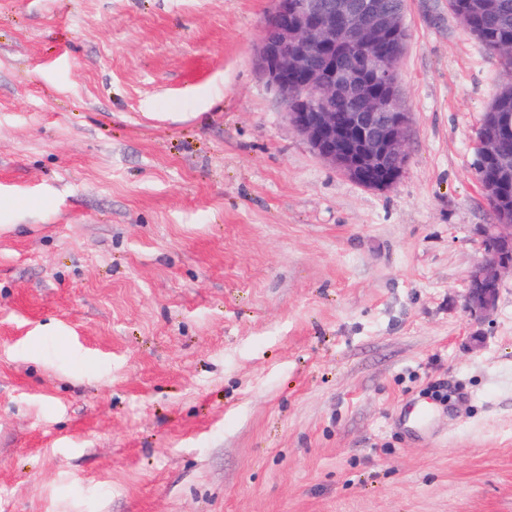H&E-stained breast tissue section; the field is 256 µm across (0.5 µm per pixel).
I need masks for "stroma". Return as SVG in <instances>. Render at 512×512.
Returning a JSON list of instances; mask_svg holds the SVG:
<instances>
[{
	"label": "stroma",
	"mask_w": 512,
	"mask_h": 512,
	"mask_svg": "<svg viewBox=\"0 0 512 512\" xmlns=\"http://www.w3.org/2000/svg\"><path fill=\"white\" fill-rule=\"evenodd\" d=\"M270 9L0 0V512H512V276L464 309L499 60L407 0L366 189L255 66Z\"/></svg>",
	"instance_id": "1"
}]
</instances>
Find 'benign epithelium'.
I'll use <instances>...</instances> for the list:
<instances>
[{
  "mask_svg": "<svg viewBox=\"0 0 512 512\" xmlns=\"http://www.w3.org/2000/svg\"><path fill=\"white\" fill-rule=\"evenodd\" d=\"M255 61L281 97L292 129L315 155L351 181L366 169L385 190L402 177L409 113L399 94L398 61L407 31L393 0H271ZM346 109L336 121V106ZM512 139V114L489 113L478 137L489 175L480 183L494 224L476 234L482 256L465 285L464 308L481 322L494 310L502 275L512 274V164L499 149Z\"/></svg>",
  "mask_w": 512,
  "mask_h": 512,
  "instance_id": "benign-epithelium-1",
  "label": "benign epithelium"
}]
</instances>
